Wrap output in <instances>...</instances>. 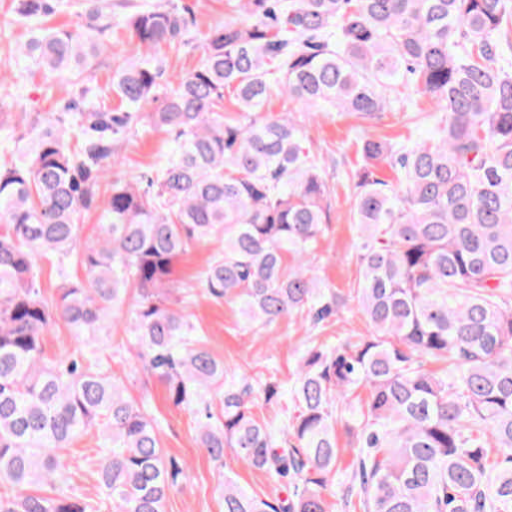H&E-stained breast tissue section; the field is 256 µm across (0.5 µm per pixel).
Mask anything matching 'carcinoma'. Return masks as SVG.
<instances>
[{"mask_svg":"<svg viewBox=\"0 0 512 512\" xmlns=\"http://www.w3.org/2000/svg\"><path fill=\"white\" fill-rule=\"evenodd\" d=\"M65 4L20 0L18 12L35 21ZM243 12L210 31L200 65L169 90L139 49L178 41L186 20L173 3L133 14L132 55L112 79L126 111L36 115L29 142L0 158V512H99L68 487L65 465L94 427L114 512H166L186 480L154 418L99 358L44 355L54 323L95 336L129 292L144 370L175 407L204 405L199 441L224 512H330L336 411L360 388L346 512H512V0H243ZM105 18L91 0L78 28H39L23 55L81 80ZM274 88L306 112L363 122L414 93L441 113L407 145L362 141L354 298L369 335L308 346L291 388L297 414L281 427L254 407L282 385L227 380L172 283L178 257L211 244L199 295L239 305L250 326L299 316L317 328L345 306L306 261L329 188L301 125L260 116ZM145 118L172 135L173 156L145 185L114 181L100 197L112 144ZM93 206L100 233L82 244L80 215ZM41 260L61 272L69 260L86 279L63 274L51 303ZM229 453L288 480L286 496L241 488L224 471Z\"/></svg>","mask_w":512,"mask_h":512,"instance_id":"carcinoma-1","label":"carcinoma"}]
</instances>
